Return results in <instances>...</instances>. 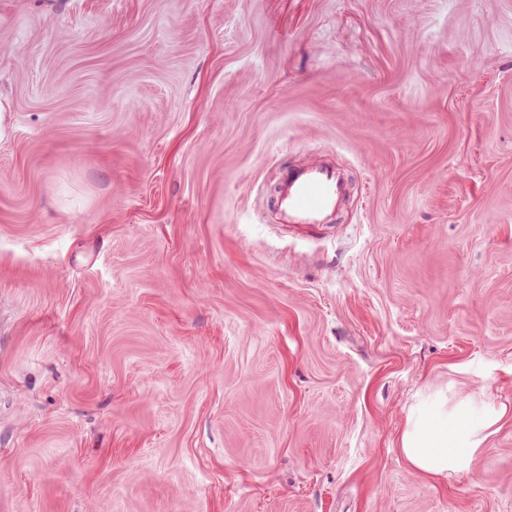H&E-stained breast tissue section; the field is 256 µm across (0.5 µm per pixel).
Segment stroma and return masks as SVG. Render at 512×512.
Masks as SVG:
<instances>
[{"label": "stroma", "mask_w": 512, "mask_h": 512, "mask_svg": "<svg viewBox=\"0 0 512 512\" xmlns=\"http://www.w3.org/2000/svg\"><path fill=\"white\" fill-rule=\"evenodd\" d=\"M0 99V512H512V0H0ZM348 184L335 166L313 161L284 167L271 197L287 224H327L341 209ZM506 413L505 406L476 413L469 401L448 409V402L437 398L427 411L407 416L400 437L401 453L413 470L427 477L467 473L489 430Z\"/></svg>", "instance_id": "1"}]
</instances>
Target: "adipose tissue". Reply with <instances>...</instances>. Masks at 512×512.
Listing matches in <instances>:
<instances>
[{
  "instance_id": "adipose-tissue-1",
  "label": "adipose tissue",
  "mask_w": 512,
  "mask_h": 512,
  "mask_svg": "<svg viewBox=\"0 0 512 512\" xmlns=\"http://www.w3.org/2000/svg\"><path fill=\"white\" fill-rule=\"evenodd\" d=\"M506 413L503 406L478 413L467 401L451 406L435 399L428 410L408 415L401 453L413 470L427 477L467 473L490 430Z\"/></svg>"
}]
</instances>
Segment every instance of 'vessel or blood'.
Wrapping results in <instances>:
<instances>
[{
	"label": "vessel or blood",
	"mask_w": 512,
	"mask_h": 512,
	"mask_svg": "<svg viewBox=\"0 0 512 512\" xmlns=\"http://www.w3.org/2000/svg\"><path fill=\"white\" fill-rule=\"evenodd\" d=\"M348 184L335 166L313 161L284 167L271 197L272 207L288 224H325L333 220Z\"/></svg>",
	"instance_id": "b4317fda"
}]
</instances>
